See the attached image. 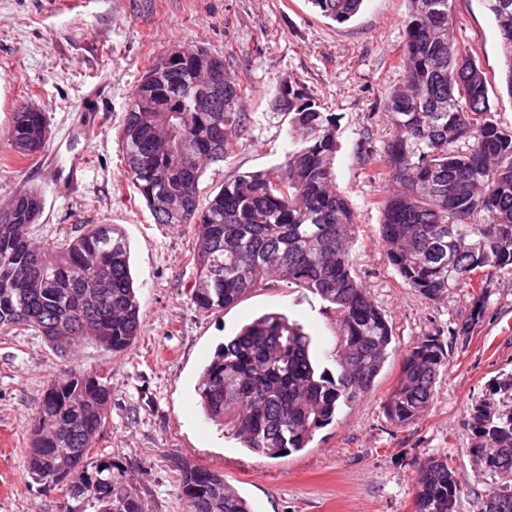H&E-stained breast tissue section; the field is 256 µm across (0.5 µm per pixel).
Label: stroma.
Listing matches in <instances>:
<instances>
[{
  "instance_id": "obj_1",
  "label": "stroma",
  "mask_w": 512,
  "mask_h": 512,
  "mask_svg": "<svg viewBox=\"0 0 512 512\" xmlns=\"http://www.w3.org/2000/svg\"><path fill=\"white\" fill-rule=\"evenodd\" d=\"M407 7V0H365L340 24L311 0H0V207L19 192L40 193L42 213L29 235L45 248L86 225L121 230L141 321L135 344L117 355L88 342L62 358L33 332L0 331V512H61L63 491L35 482L24 457L46 389L73 365L107 376V421L94 451L119 465L147 512H186L175 472L182 461L223 471L254 512H416L414 478L437 456L460 485L456 512H483L488 494L505 485L471 453L469 409L512 374V272L489 275L482 293L461 286L429 300L405 284L381 243L391 185L371 177L365 159L392 135L384 105L405 80ZM452 9L455 39L486 73L494 119L512 129L493 16L483 0H453ZM185 43L223 59L245 114L224 160L206 166L199 206L224 181L282 163L288 118L274 111L271 89L283 81L300 88L336 115L333 183L356 217L352 273L393 332L392 353L369 393L342 407L307 448L282 457L254 455L206 419L196 392L201 371L225 337L271 312L301 324L320 367L335 370L339 318L308 289L270 280L226 309L202 310L188 299L197 228L155 223L128 177L121 139L140 80ZM98 83L106 122L85 146L83 189L56 196L40 157L18 158L7 132L19 106L35 105L47 120L45 147L54 149ZM428 335L440 336L446 351L432 399L412 424L394 425L384 402L399 382L402 356Z\"/></svg>"
}]
</instances>
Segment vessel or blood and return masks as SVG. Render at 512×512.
I'll use <instances>...</instances> for the list:
<instances>
[{
  "mask_svg": "<svg viewBox=\"0 0 512 512\" xmlns=\"http://www.w3.org/2000/svg\"><path fill=\"white\" fill-rule=\"evenodd\" d=\"M102 115L98 107L83 109L79 122L70 126L68 139L71 149L66 163H53L50 186L53 193L69 194L76 192L83 184L88 168V158L79 145L86 141L101 125Z\"/></svg>",
  "mask_w": 512,
  "mask_h": 512,
  "instance_id": "vessel-or-blood-1",
  "label": "vessel or blood"
}]
</instances>
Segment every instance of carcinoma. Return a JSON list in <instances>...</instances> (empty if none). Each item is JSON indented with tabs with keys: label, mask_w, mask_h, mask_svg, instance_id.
<instances>
[{
	"label": "carcinoma",
	"mask_w": 512,
	"mask_h": 512,
	"mask_svg": "<svg viewBox=\"0 0 512 512\" xmlns=\"http://www.w3.org/2000/svg\"><path fill=\"white\" fill-rule=\"evenodd\" d=\"M310 2L341 24L363 0ZM484 2L512 94V0ZM404 26L405 82L388 96L393 136L380 156L394 186L383 204L381 242L404 282L433 300L476 274L512 270V130L494 120L483 68L452 37V0H408ZM182 56L170 66L157 59L149 69L153 86L138 84L122 144L128 177L155 223L197 227L190 300L225 309L271 279L309 289L340 318L334 374L312 361L311 336L281 313L243 326L203 369L198 394L207 418L231 428L249 451L280 457L306 448L341 407L368 393L389 358L392 329L352 275L355 216L332 183L336 115L292 85L277 88L275 106L290 116L285 161L224 182L200 209L204 164L224 160L244 113L241 89L228 79L215 111H190L204 72L220 58L194 45ZM46 136L44 113L23 108L8 141L30 157ZM41 210L34 191L0 209V330H32L50 343L72 336L75 346L95 342L115 355L126 352L140 330L126 239L100 224L37 248L28 229ZM444 359L435 335L403 356L400 381L385 403L393 424L407 426L426 408ZM109 398L107 377L72 367L51 384L33 418L26 471L66 487L76 503L67 512H145L119 480V467L91 456ZM469 414L476 456L512 480V375L496 380ZM179 472L186 512H250L223 472L185 462ZM414 484L417 512H455L460 490L448 458L428 459ZM483 512H512V483L492 491Z\"/></svg>",
	"instance_id": "obj_1"
}]
</instances>
